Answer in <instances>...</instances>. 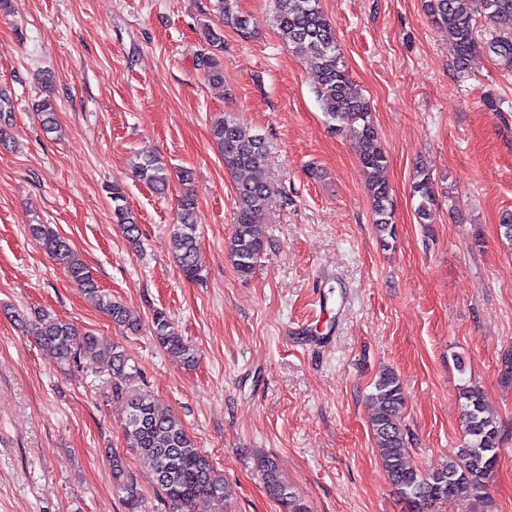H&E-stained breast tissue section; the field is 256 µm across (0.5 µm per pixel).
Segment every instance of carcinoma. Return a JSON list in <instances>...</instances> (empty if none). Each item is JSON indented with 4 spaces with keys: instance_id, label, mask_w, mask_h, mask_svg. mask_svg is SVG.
Returning <instances> with one entry per match:
<instances>
[{
    "instance_id": "1",
    "label": "carcinoma",
    "mask_w": 512,
    "mask_h": 512,
    "mask_svg": "<svg viewBox=\"0 0 512 512\" xmlns=\"http://www.w3.org/2000/svg\"><path fill=\"white\" fill-rule=\"evenodd\" d=\"M215 7L222 23L231 27L240 39L253 38L250 18L239 11L238 0H215ZM425 7L431 22L447 30L458 69L466 68L477 48L476 21L481 12L488 13L499 25L498 34L485 46L486 51L499 58L503 65L512 66V0H426ZM272 21L295 54L314 61L318 74L316 96L325 117L337 129H349L361 145L360 163L372 199L373 224L382 241L394 238L395 205L384 177L388 165L386 151L369 101L341 61L336 31L322 9L321 0H273ZM223 55V29L206 28L205 45L197 55L196 66L215 88L224 85ZM35 111L41 115L44 128L54 130L56 105L53 100L48 97L38 101ZM211 138L222 156L224 168L246 174L235 186L234 224L227 258L236 274L248 279L266 250L259 225L270 193L266 177L268 146L262 135L246 132L230 116L213 123ZM135 177L161 193L170 181L166 166L150 151L139 155ZM178 180L182 193L178 201V223L172 226V243L181 276L197 280L201 256L197 199L191 188L193 172L181 170ZM109 195L115 223L131 246L140 247L138 218L124 188L114 183ZM411 196L417 201L418 223H432L436 195L431 177L425 171L420 170L415 176ZM29 232L44 251L63 265L70 279L96 300L113 325L133 334L140 331V318L103 293L65 237L49 224H31ZM32 329L36 343L57 365L65 367L86 361L95 373L106 376L111 396L124 400L127 406L124 431L129 446L149 459L154 481L172 505V512H205L208 503L228 495L224 474L197 447L179 418L162 410L149 394L135 385L139 370L123 347L114 345L105 353L99 348L94 333L59 321L45 311L35 313ZM152 330L156 341L168 354L188 368L196 366L197 347L175 329L165 312H154ZM458 397L462 407L463 442L447 460L422 471L409 459L407 431L403 425L406 394L398 376L392 370H384L373 385L369 395L372 404L369 427L380 463L408 512H429L434 505L445 502L488 506L486 483L498 465L504 429L487 414L479 387L463 384L458 388ZM259 472L269 496L279 502L285 512H307L282 478L274 460H262ZM112 474L116 492L133 499V485L122 480L123 462L115 453L112 454Z\"/></svg>"
}]
</instances>
